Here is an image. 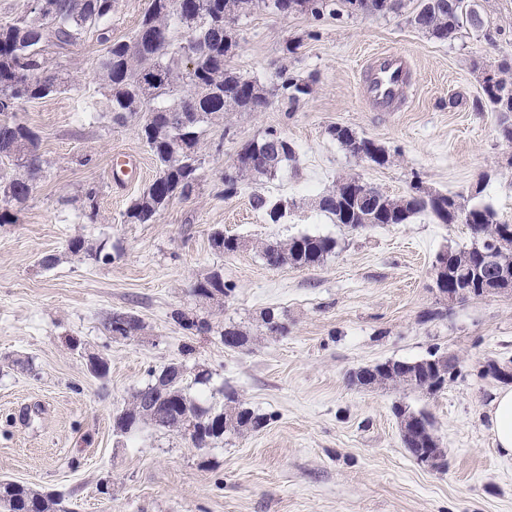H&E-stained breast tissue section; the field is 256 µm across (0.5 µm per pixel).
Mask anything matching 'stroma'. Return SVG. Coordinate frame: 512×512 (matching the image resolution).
<instances>
[{
  "mask_svg": "<svg viewBox=\"0 0 512 512\" xmlns=\"http://www.w3.org/2000/svg\"><path fill=\"white\" fill-rule=\"evenodd\" d=\"M420 4L404 0L384 16L261 11L239 19L237 71L277 91L284 68L312 91L291 113L277 100L260 112L225 113L200 137L195 194L148 224L127 223L125 212L156 164L136 121L112 122L96 70L104 44L89 29L76 45L47 49L71 85L17 111L38 133L45 164L12 223L0 224V480L61 493L73 512H512V456L497 448L488 416L504 384L486 373L490 363H512V294L443 307L433 263L440 251L470 246L465 225L418 214L355 232L316 206L339 177L356 173L395 197L417 181L512 224V143L497 113L477 106L470 69L475 58L512 61V0L484 4L503 30L493 45L472 29L452 43L429 37L410 23ZM291 41L299 44L292 54ZM386 49L415 65L400 112L374 111L362 97L366 61ZM336 124L385 147L390 163L356 161L329 136ZM270 129L287 137L295 160L261 187L225 194V168ZM91 187L89 212L77 202ZM257 189L296 206L282 223H267L251 205ZM218 229L247 248L216 253ZM304 234L335 238V253L309 269L273 268L254 248ZM77 235L105 243L110 260L72 254ZM45 255L56 256L54 267L39 266ZM215 269L231 291L222 306L199 305L191 288ZM269 308L287 315L286 335L262 325ZM177 310L208 317L212 331L182 329ZM111 311L138 316L141 335L113 338L103 324ZM229 323L254 343L225 348L219 333ZM435 348L462 362L436 394L348 383L360 367L411 362ZM92 356L107 361L106 377L90 372ZM173 361L211 371L193 395L233 390L268 415V426L203 450L153 427L116 436V413ZM399 406L432 415L445 469L419 464L403 447Z\"/></svg>",
  "mask_w": 512,
  "mask_h": 512,
  "instance_id": "stroma-1",
  "label": "stroma"
}]
</instances>
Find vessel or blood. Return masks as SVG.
<instances>
[{
    "label": "vessel or blood",
    "instance_id": "1",
    "mask_svg": "<svg viewBox=\"0 0 512 512\" xmlns=\"http://www.w3.org/2000/svg\"><path fill=\"white\" fill-rule=\"evenodd\" d=\"M366 72V101L380 112L400 111L412 74L409 57L394 50L378 52L368 61Z\"/></svg>",
    "mask_w": 512,
    "mask_h": 512
}]
</instances>
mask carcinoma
<instances>
[{"mask_svg": "<svg viewBox=\"0 0 512 512\" xmlns=\"http://www.w3.org/2000/svg\"><path fill=\"white\" fill-rule=\"evenodd\" d=\"M171 0H150L134 34L127 40H112L107 23L115 11L117 0H45L43 21L34 25L29 16L0 20V156L21 161V170L8 178L0 177V224L12 223L10 208L24 203L33 182L43 169L40 137L18 122L15 112L22 100L41 99L66 90L69 75L50 68L44 57L45 47L64 49L74 45L87 28H96L100 42L106 44L97 66L112 104V121L123 125L133 117H141L138 132L157 161L155 179L143 190L126 212L130 224H147L156 212L176 198H189L195 190L199 169L196 147L201 129L224 120L226 112H258L267 101L265 87L240 75L230 66L239 42L224 32V11L234 19L260 10L280 12L281 0H184L183 10L169 7ZM299 5L297 13L320 18L338 13V0H286ZM366 12L386 15L402 8V0H366ZM415 26L441 41H453L460 33V19L448 12L429 11L421 14ZM196 42L198 54L189 62L180 56L181 45ZM512 65H497L494 82L481 86L492 111L503 116L501 135L512 142V82L504 78ZM282 88L289 91L285 105L294 111L301 97L309 94V85L279 72ZM330 137L347 152L374 142L357 137L346 126H332ZM295 159L293 146L282 155H274L267 171L249 167L248 147H243L237 162L231 166V177L224 180V193L232 195L246 181L270 179L281 167ZM418 185L398 197L390 196L366 182L357 174L340 177L320 199L319 210L333 223L347 228L364 224H406L416 214L429 213L441 224H464L471 246L448 251V262L468 269L483 265L482 276L493 280L504 271L512 274V249L495 255L494 262L483 264V252L492 248L508 223L486 206L466 207L454 196L436 193L446 206L441 210L426 196L416 193ZM255 209L263 212L272 224L286 217L282 212L272 217L277 201L258 191L251 197ZM69 250L95 262L108 258L104 245L94 244L81 236L73 237ZM262 258L275 259L276 266L292 265L308 269L321 264L335 252L336 240L330 237L301 235L286 242L268 239L255 245ZM231 291L222 274L213 271L196 280L192 293L202 302L220 304L215 294L225 297ZM172 318L183 328L209 333V320L182 311ZM105 328L124 339L137 335L143 328L131 313L112 312L104 318ZM220 339L228 349L245 348L250 343L247 333L234 325L224 326ZM430 366H405L386 361L359 369V373L385 378L384 385L398 386L420 394H433L427 387ZM193 384L205 386L210 372L201 367L170 373L163 368L151 380L135 390L115 420L122 435H131L143 425H152L188 439L199 450L209 448L226 435L257 432L265 428L269 418L244 406L233 394L224 395V403L216 405L190 393L188 374ZM410 453L426 447L429 434L408 432L401 437ZM0 512H71L66 500L51 491L0 481Z\"/></svg>", "mask_w": 512, "mask_h": 512, "instance_id": "carcinoma-1", "label": "carcinoma"}]
</instances>
